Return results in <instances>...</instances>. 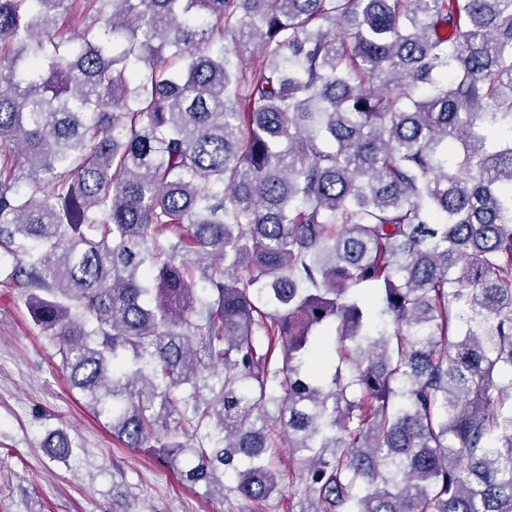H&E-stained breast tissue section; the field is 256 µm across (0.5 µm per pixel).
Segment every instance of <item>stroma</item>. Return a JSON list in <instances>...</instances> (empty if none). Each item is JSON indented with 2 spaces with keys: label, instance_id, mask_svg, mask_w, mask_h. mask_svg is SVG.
Here are the masks:
<instances>
[{
  "label": "stroma",
  "instance_id": "35a3bbf8",
  "mask_svg": "<svg viewBox=\"0 0 512 512\" xmlns=\"http://www.w3.org/2000/svg\"><path fill=\"white\" fill-rule=\"evenodd\" d=\"M54 341L35 328L22 290L0 286V512H288L277 498L209 496L182 483L157 454L123 447L72 390ZM68 433L55 460L43 440Z\"/></svg>",
  "mask_w": 512,
  "mask_h": 512
}]
</instances>
